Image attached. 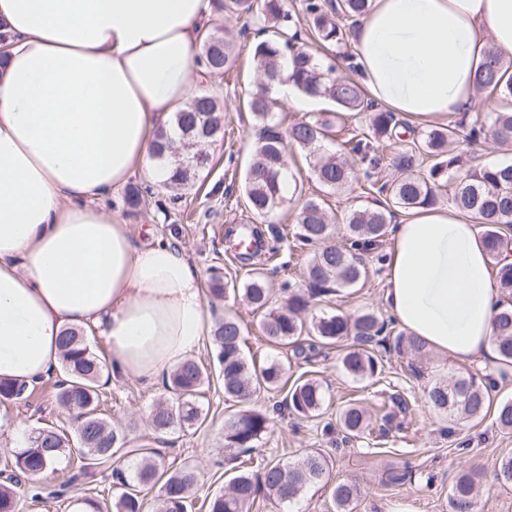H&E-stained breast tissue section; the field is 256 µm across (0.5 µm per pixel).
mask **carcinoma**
<instances>
[{"instance_id": "1", "label": "carcinoma", "mask_w": 512, "mask_h": 512, "mask_svg": "<svg viewBox=\"0 0 512 512\" xmlns=\"http://www.w3.org/2000/svg\"><path fill=\"white\" fill-rule=\"evenodd\" d=\"M218 7L238 16H254L265 23L267 36L254 48L259 72L260 90L251 94L245 109L251 113L257 129L254 160L243 178V191L251 213L265 218L287 202L283 184L288 179L289 157L298 149L308 152L315 180L328 191L351 188L355 178L350 159L362 165L364 182L370 194L384 196L373 207H356L344 218L347 238L335 242V225L329 222L322 199H306L297 214L295 236L300 245L311 249L305 269V287L285 282L281 290L287 293L284 304H272L273 285L263 267L249 270L240 284H230L215 275L210 292L222 297L228 291L243 292L254 312L261 314L260 327L267 340L277 345H289L293 354L309 360L323 345L337 344L347 338L354 346L340 358L345 373L355 379L374 378L379 372L374 353L379 345L394 340L399 352L410 350L421 354L426 344L406 333L387 336L389 323L373 311L351 319L340 313H323L306 319L315 298L330 292L352 290L365 285L369 277V262L385 261L379 251L393 223L396 212L435 208L441 202L440 187L455 184L451 201L461 213L478 220L484 227V238L490 249L499 288L512 292V263L501 258L499 249L507 236L503 229L512 228V161L462 168L454 154L460 130L456 124L435 126L420 133L402 147H394L397 130L410 129L409 122L387 110L375 109L367 100L362 86L347 76L336 73V65L323 64L309 50L296 47L300 20L284 8L283 0H217ZM368 0H305L304 20L310 32L322 44H346L350 28L367 10ZM198 66L208 76L222 75L237 62L235 45L228 34L219 29H207L200 34ZM291 60L288 80L307 95L322 97L333 103L336 111L325 119H299L288 124L277 118L276 101L269 89L282 76V63ZM512 62L504 65L494 49H489L486 61L475 75L479 91L490 90L500 98L512 101V76L506 77ZM369 113L367 128L357 131L330 151L325 143L334 141L336 120L343 115ZM172 125L186 152H179L172 137L162 132L154 144L161 157L171 153L175 168L167 186L178 189L188 185L197 173L211 162L208 146L224 131V112L216 97L199 89L174 113ZM499 145L512 147V111L489 112L480 127L471 129ZM393 149L390 166L396 176L381 178L383 164L375 151L380 144ZM431 162L428 172L422 166ZM152 195L149 186L135 185L123 198L132 211L147 203ZM495 337L500 360L512 364V304H500L495 316ZM212 341L216 350L217 369L208 371L192 358L185 360L165 378L167 397L154 404L150 427L156 434L168 433L179 427L191 429L202 418L198 397L210 377L221 381L224 396L240 405L239 411L224 418V447L238 448L246 453L271 431L269 415L254 407L263 393L286 392L283 399L288 410L298 419L315 416L326 401L318 379L300 376L288 384V368L277 361L257 363L245 356L243 327L239 318L224 314L214 326ZM61 368L63 378L56 384V400L65 409L77 413L73 432L53 425L38 428L28 438V446L16 455V474L0 483V512H22L19 476L43 472L48 462L61 456L71 445H78V474L86 476L91 469L116 456L134 455L139 458L133 480L123 471L115 473L119 493L113 501L115 512H143L142 492L159 487L155 512H188L192 489L198 481L195 469L183 465L177 469L161 466L153 448L128 447L127 434L112 424L100 412V378L102 360L84 341L82 334L68 331L61 337ZM496 381L489 374L467 372L451 381H437L427 390L431 407L453 425L464 426L482 420L490 407L489 390ZM388 412L381 420H394V409H407L405 399L386 389L378 391ZM495 420L503 431H512V399L501 401ZM371 417L368 410L351 400L336 414V424L344 439L352 440L368 432ZM252 470H240L224 491L210 498L208 512H252L257 495L264 490L280 504L295 501L306 489L321 485L330 487L338 512H353L360 490L352 482L329 486V465L326 457L315 451L294 462L254 461L248 458ZM481 474L462 471L448 495L449 512H477V486Z\"/></svg>"}]
</instances>
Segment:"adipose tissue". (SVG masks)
I'll return each mask as SVG.
<instances>
[{"instance_id": "obj_1", "label": "adipose tissue", "mask_w": 512, "mask_h": 512, "mask_svg": "<svg viewBox=\"0 0 512 512\" xmlns=\"http://www.w3.org/2000/svg\"><path fill=\"white\" fill-rule=\"evenodd\" d=\"M215 0H0V380L57 367L65 331L98 329L113 378L157 379L210 332L203 281L169 240L133 239L102 199L171 170L151 143L191 97ZM512 57V0H368L352 34L370 99L410 121L471 111L488 49ZM383 300L457 366L494 363L485 239L453 206L395 225Z\"/></svg>"}]
</instances>
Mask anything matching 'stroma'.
<instances>
[{"mask_svg":"<svg viewBox=\"0 0 512 512\" xmlns=\"http://www.w3.org/2000/svg\"><path fill=\"white\" fill-rule=\"evenodd\" d=\"M211 27L229 33L234 41L238 60L235 68L222 76L212 77L210 84L218 93L224 109V136L209 147L212 160L208 168L198 173L185 188L173 192L158 189L160 205L138 215L125 213L121 192H114L104 206L121 215L129 224L137 241L149 236L173 237L203 281H210L213 270H220L225 281L243 282L247 268L234 257L224 241V230L232 224H247L253 216L241 190L243 173L253 158V120L249 113L239 111L242 99L251 94L257 82L253 46L255 31L260 23L251 17L227 14L213 15ZM290 172L303 186L304 197L323 199L325 209L339 229L337 238H344L340 226L347 212L365 201L360 186L344 192L325 193L315 181L311 168L302 154H295ZM298 208L285 203L270 218L284 234L276 247L278 269L271 279L274 285L289 281L301 283L310 258L309 251L295 247ZM386 286L385 268L373 264L372 274L363 288L344 291L319 298L313 303L314 312H340L356 317L371 310L381 317L389 312L383 302ZM212 320L231 312L242 317L248 327L244 352L256 360L270 357L289 363L291 377L309 372L319 379L330 399L321 415L299 420L275 398L260 397L257 406L273 411L270 433L257 443L259 456L294 461L306 451L315 449L326 456L329 481L332 484L352 481L361 487V496L354 512H391L404 506L407 512H448V493L459 471L474 469L488 479L497 469L502 456L512 454V432L500 430L493 416H486L471 427H452L429 408L425 391L438 379L448 380L465 374V367L442 363L434 352L424 355L397 353L377 347L382 366L381 375L392 389L404 395L408 416L413 423L399 428L382 424L373 418L366 438L345 443L340 433L326 432V424L334 423L341 402L350 399L369 401L371 388L348 376L340 366L341 345L323 349L312 362L295 359L290 348H277L267 342L258 327V318L251 312L243 296L227 294L217 299L206 297ZM60 379L52 374L39 383L30 397L0 402V421L7 430L0 432V474L9 473L14 455L27 444V438L37 428L47 424L70 426L71 418L53 397V387ZM103 412L115 427L123 429L131 446L143 444L156 448L167 464L193 466L198 484L192 496L189 512H207L206 504L219 489L225 488L233 476L227 466L231 455L224 447V418L237 411L235 401L225 398L220 384L204 387L199 404L205 421L201 427L176 429L163 435L154 434L149 416L158 398L164 396L161 382H145L129 378L117 380L101 388ZM21 424L22 432L11 434L12 424ZM122 460H112L95 468L92 482H80L68 487L65 496L50 502L26 501L24 512H76V499L93 498L102 505L112 503V472L125 468ZM411 467V480L399 485L388 482L391 471ZM254 512H336V504L327 488L313 487L294 503L277 505L267 494H260Z\"/></svg>","mask_w":512,"mask_h":512,"instance_id":"1","label":"stroma"}]
</instances>
